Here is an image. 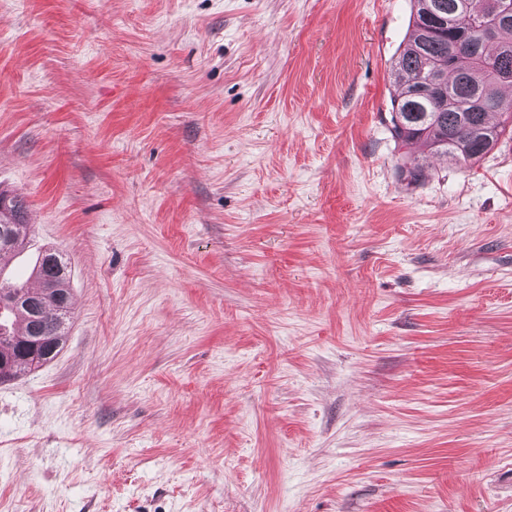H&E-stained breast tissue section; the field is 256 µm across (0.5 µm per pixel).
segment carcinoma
<instances>
[{
    "instance_id": "1",
    "label": "carcinoma",
    "mask_w": 512,
    "mask_h": 512,
    "mask_svg": "<svg viewBox=\"0 0 512 512\" xmlns=\"http://www.w3.org/2000/svg\"><path fill=\"white\" fill-rule=\"evenodd\" d=\"M413 2V30L392 67L397 79L390 96L392 135L401 143L420 141L454 164L475 163L512 133V100L499 93L504 86L512 87V11L498 19L493 36L487 37L482 27L484 5L490 0ZM455 41L465 47L452 54ZM495 114L502 120L491 122ZM24 211L23 199L0 192V227L11 224L22 236L19 244L0 247V257L30 243L32 226L25 223ZM58 257L52 248L40 251L32 276L41 280V288L32 291L1 279L0 290L13 289L35 305L57 294L71 313L69 273ZM66 321L52 304L34 317L16 303L0 300V381L31 370L19 348L34 336L46 339L45 361L54 359L67 341Z\"/></svg>"
}]
</instances>
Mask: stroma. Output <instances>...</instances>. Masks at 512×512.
<instances>
[{
    "label": "stroma",
    "mask_w": 512,
    "mask_h": 512,
    "mask_svg": "<svg viewBox=\"0 0 512 512\" xmlns=\"http://www.w3.org/2000/svg\"><path fill=\"white\" fill-rule=\"evenodd\" d=\"M411 12L0 0L6 277L50 246L75 299L0 512H512V138H393ZM25 208L23 199L16 196L8 198L0 192V228L4 224H11L14 226V233L22 236L21 242L18 245L7 248L0 247V259H2L3 255L23 250L31 241L33 231L31 224H25L23 216Z\"/></svg>",
    "instance_id": "35a3bbf8"
}]
</instances>
